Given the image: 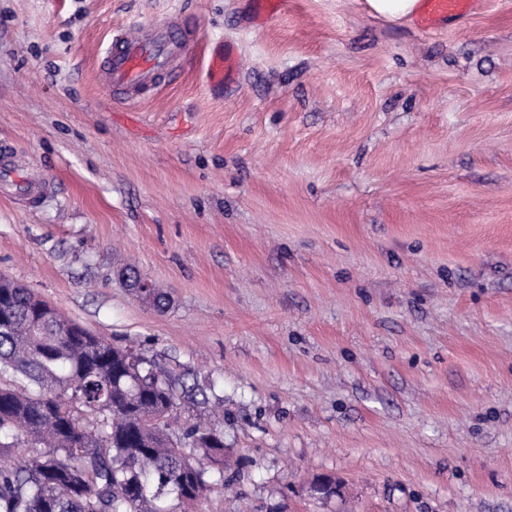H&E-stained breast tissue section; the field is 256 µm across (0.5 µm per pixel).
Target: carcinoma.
<instances>
[{
    "label": "carcinoma",
    "instance_id": "1",
    "mask_svg": "<svg viewBox=\"0 0 512 512\" xmlns=\"http://www.w3.org/2000/svg\"><path fill=\"white\" fill-rule=\"evenodd\" d=\"M0 299V512H189L209 488L197 455L224 469V436L197 421L176 435V382L155 363L57 315L5 281ZM24 457L13 461V450Z\"/></svg>",
    "mask_w": 512,
    "mask_h": 512
}]
</instances>
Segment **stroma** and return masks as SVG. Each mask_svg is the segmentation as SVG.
<instances>
[{
	"instance_id": "obj_1",
	"label": "stroma",
	"mask_w": 512,
	"mask_h": 512,
	"mask_svg": "<svg viewBox=\"0 0 512 512\" xmlns=\"http://www.w3.org/2000/svg\"><path fill=\"white\" fill-rule=\"evenodd\" d=\"M161 18L193 51L117 101L103 49ZM0 149L50 182L0 197V277L202 389L176 430L223 414L197 512H512V0H0ZM365 3L371 16L394 24L412 18L419 0H365ZM478 0H421L419 24L426 30H435L448 17H463ZM237 61L233 52L224 48V52H214L209 62L207 77L212 86L229 84L235 79Z\"/></svg>"
}]
</instances>
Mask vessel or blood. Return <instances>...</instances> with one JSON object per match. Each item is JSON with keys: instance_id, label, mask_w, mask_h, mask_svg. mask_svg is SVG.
Returning <instances> with one entry per match:
<instances>
[{"instance_id": "vessel-or-blood-1", "label": "vessel or blood", "mask_w": 512, "mask_h": 512, "mask_svg": "<svg viewBox=\"0 0 512 512\" xmlns=\"http://www.w3.org/2000/svg\"><path fill=\"white\" fill-rule=\"evenodd\" d=\"M476 0H421L419 24L433 30L451 17L466 16ZM194 39L169 22L151 23L147 32L115 31L102 53L100 76L113 93L122 99H135L154 87L176 62L193 47ZM237 61L231 50L213 53L207 77L211 85L231 83ZM13 196L33 199L39 191L36 182L24 175L10 154L0 153V186Z\"/></svg>"}]
</instances>
